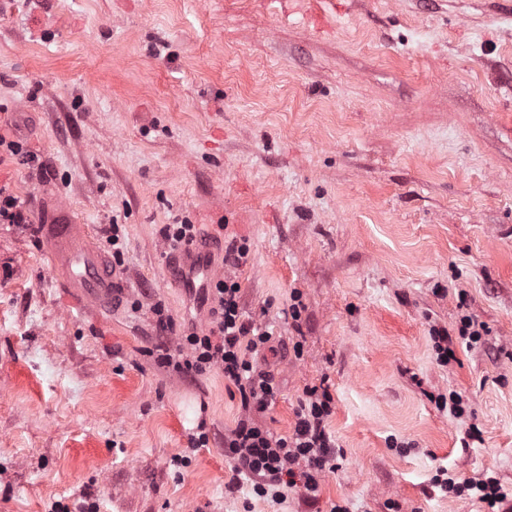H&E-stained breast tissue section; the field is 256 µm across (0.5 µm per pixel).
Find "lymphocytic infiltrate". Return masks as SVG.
<instances>
[{
  "mask_svg": "<svg viewBox=\"0 0 512 512\" xmlns=\"http://www.w3.org/2000/svg\"><path fill=\"white\" fill-rule=\"evenodd\" d=\"M248 255L246 242L229 241L224 248V278L200 298L209 308L210 327L204 331L189 329L172 346L163 341L155 348L156 361L189 378L219 370L236 387L246 416L224 436V457L232 470L228 491L237 490L246 479L257 497L276 500L283 488L296 486L306 500L314 502L324 475L336 469V441L327 429L333 397L328 389L307 388L288 435L274 433L253 420V413L265 412L275 403L280 386L275 375L256 362L259 354L273 350V333L268 325L245 316L241 308V284L235 271L246 264ZM457 331L452 337L447 330L431 328L440 364L448 363L452 341L473 347L485 343L490 333L484 323L469 315L460 318ZM432 482L448 496L476 498L486 512H499L500 505L512 495L496 475L489 473L460 481L440 469Z\"/></svg>",
  "mask_w": 512,
  "mask_h": 512,
  "instance_id": "obj_1",
  "label": "lymphocytic infiltrate"
}]
</instances>
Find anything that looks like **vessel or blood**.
I'll use <instances>...</instances> for the list:
<instances>
[{
  "instance_id": "b4317fda",
  "label": "vessel or blood",
  "mask_w": 512,
  "mask_h": 512,
  "mask_svg": "<svg viewBox=\"0 0 512 512\" xmlns=\"http://www.w3.org/2000/svg\"><path fill=\"white\" fill-rule=\"evenodd\" d=\"M50 272L82 313L112 311V290L120 275L108 256L93 242L87 225L75 223L65 214L55 215L43 226ZM194 253L170 261L167 271L183 287L205 288L218 273L212 265H198Z\"/></svg>"
}]
</instances>
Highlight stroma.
<instances>
[{"label":"stroma","mask_w":512,"mask_h":512,"mask_svg":"<svg viewBox=\"0 0 512 512\" xmlns=\"http://www.w3.org/2000/svg\"><path fill=\"white\" fill-rule=\"evenodd\" d=\"M1 124L41 164L0 156L30 217L0 224V512H483L437 468L512 486V0H0ZM58 211L100 245L124 225L140 310L71 307L45 258ZM181 222L214 260L250 247L242 306L277 329L259 364L281 386L255 422L289 434L329 387L318 502L227 492L238 391L149 354L155 302L176 331L209 322L166 275ZM464 315L489 341L440 365L429 331ZM452 391L469 417L438 407ZM161 233L170 252H177L192 245L197 237L193 224H167Z\"/></svg>","instance_id":"stroma-1"}]
</instances>
